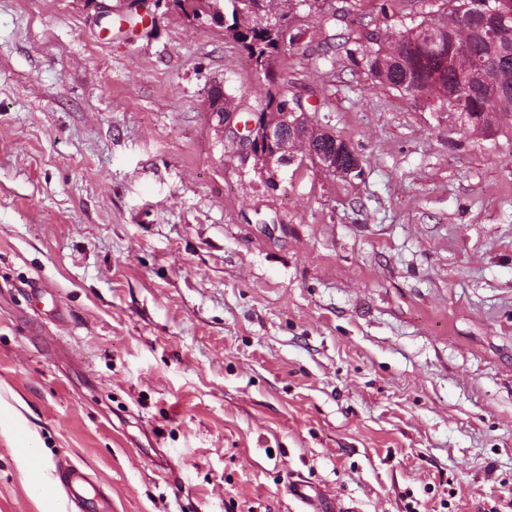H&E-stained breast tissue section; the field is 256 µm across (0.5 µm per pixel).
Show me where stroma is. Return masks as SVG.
<instances>
[{
  "label": "stroma",
  "mask_w": 512,
  "mask_h": 512,
  "mask_svg": "<svg viewBox=\"0 0 512 512\" xmlns=\"http://www.w3.org/2000/svg\"><path fill=\"white\" fill-rule=\"evenodd\" d=\"M327 0L270 73L160 0H0V397L111 512H512V131L372 84ZM286 92L359 173L242 162L212 79ZM0 435V512H41ZM310 487L304 481H294L288 486V493L302 504L301 512H346L352 510L345 506H338L334 499L327 498L315 490V495L306 492Z\"/></svg>",
  "instance_id": "obj_1"
}]
</instances>
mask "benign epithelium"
<instances>
[{
  "label": "benign epithelium",
  "instance_id": "7a95c632",
  "mask_svg": "<svg viewBox=\"0 0 512 512\" xmlns=\"http://www.w3.org/2000/svg\"><path fill=\"white\" fill-rule=\"evenodd\" d=\"M207 108L215 130L231 133L241 144L242 158H254L258 164H286L296 144L294 119L300 115L290 107L286 112H265L247 121L237 112L224 111V82H213L207 93Z\"/></svg>",
  "mask_w": 512,
  "mask_h": 512
}]
</instances>
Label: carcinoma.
Returning <instances> with one entry per match:
<instances>
[{
  "instance_id": "1",
  "label": "carcinoma",
  "mask_w": 512,
  "mask_h": 512,
  "mask_svg": "<svg viewBox=\"0 0 512 512\" xmlns=\"http://www.w3.org/2000/svg\"><path fill=\"white\" fill-rule=\"evenodd\" d=\"M231 4L232 23L225 34L241 46L253 68L269 72L284 47L299 33L290 32L288 13L276 6L319 9L321 0H172L193 19L211 18ZM501 36L485 37L486 0H449L445 24L423 20L403 30L368 31L348 50L360 59L371 80L400 93L422 97L434 112L457 114L460 128L486 135L512 130V0H492ZM285 93L268 92L262 111L281 112ZM317 127L302 123L301 140L310 151L322 146Z\"/></svg>"
}]
</instances>
